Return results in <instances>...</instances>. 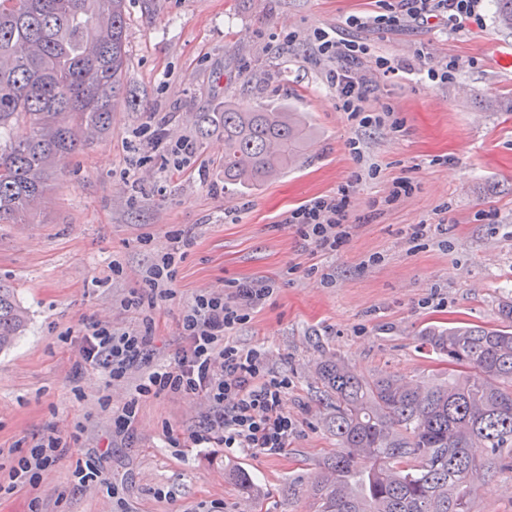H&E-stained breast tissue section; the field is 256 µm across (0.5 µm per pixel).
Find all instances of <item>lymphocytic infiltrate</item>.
<instances>
[{
	"instance_id": "lymphocytic-infiltrate-1",
	"label": "lymphocytic infiltrate",
	"mask_w": 512,
	"mask_h": 512,
	"mask_svg": "<svg viewBox=\"0 0 512 512\" xmlns=\"http://www.w3.org/2000/svg\"><path fill=\"white\" fill-rule=\"evenodd\" d=\"M475 3L476 0H390L384 13L351 16L346 23L352 28L388 30L411 21L434 19L446 30L456 32L474 17ZM316 41L317 54L334 63L326 73V81L348 120L361 127L383 125L392 116V108L370 107L369 87L352 69L354 63L369 54V45L326 31L318 32ZM349 207L350 190L344 186L336 194L312 198L290 210L285 222L307 244L333 251L350 235ZM174 262L172 252L161 254L145 278L144 293L125 301V308L138 315L139 329L118 333L100 322L86 326L84 364L101 367L110 379L119 381L134 363L146 359L155 326L152 312L159 299L172 294ZM270 293L265 284L235 282L228 292L197 295L181 319L187 348L177 352L172 363L156 366L141 380L117 415V427L129 430L141 400L197 394L210 403L212 413L204 430L191 434L193 444L217 439L228 448H251L268 456L281 454L294 432L283 406L288 381L266 375L261 352L240 349L226 339L230 330L243 323L246 309ZM68 451L66 440L48 434L29 452L17 457L9 478L14 483L36 485L39 473L55 466Z\"/></svg>"
}]
</instances>
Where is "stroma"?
I'll return each instance as SVG.
<instances>
[{
    "mask_svg": "<svg viewBox=\"0 0 512 512\" xmlns=\"http://www.w3.org/2000/svg\"><path fill=\"white\" fill-rule=\"evenodd\" d=\"M380 10L378 0H129L126 83L136 107L118 105L112 125L65 159L51 193L22 224H0V284L14 288L25 326L0 351V468L49 429L72 438L71 451L42 472L35 493L0 492V512H315L314 481L335 452L315 365L342 359L358 376L393 374L438 381L445 369L420 332L458 322L496 323L512 300V73L494 54L512 47L494 0L457 33L439 23L392 31L347 27L349 16ZM369 43L359 71L373 107L391 105L402 124L361 128L337 105L314 58L317 31ZM292 43H285V35ZM378 56L411 72L380 75ZM457 60L456 80L433 87L429 63ZM289 100L307 113L319 139L307 162L261 191L224 188V138L199 135L197 115L224 99ZM191 138L195 154H175ZM358 141L355 161L350 141ZM375 178L351 184L354 171ZM412 195L371 207L393 181ZM349 185L351 235L336 252L309 248L283 225L285 214ZM426 224L415 240L410 229ZM189 241L176 268L173 299L155 309L149 359L110 382L88 366L75 371L87 321L118 332L137 321L122 301L140 288L174 232ZM120 271H113V264ZM319 274H310L311 266ZM274 291L230 339L265 355L288 380L284 408L294 422L278 456L209 443L190 446L211 411L201 396L142 402L131 430L113 416L150 364L169 362L185 343L179 318L198 294L231 282ZM99 479L79 483L76 459ZM240 468L261 495L228 478ZM472 512H512V470L485 465Z\"/></svg>",
    "mask_w": 512,
    "mask_h": 512,
    "instance_id": "stroma-1",
    "label": "stroma"
}]
</instances>
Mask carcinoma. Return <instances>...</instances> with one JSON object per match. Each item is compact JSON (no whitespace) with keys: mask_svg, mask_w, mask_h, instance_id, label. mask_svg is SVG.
<instances>
[{"mask_svg":"<svg viewBox=\"0 0 512 512\" xmlns=\"http://www.w3.org/2000/svg\"><path fill=\"white\" fill-rule=\"evenodd\" d=\"M127 0H0V223L37 212L48 177L106 132L125 85ZM23 119L26 132L1 136ZM224 135V186L258 191L306 160L318 134L286 101L226 100L198 115ZM497 325L430 327L423 345L461 372L440 382L355 376L339 358L317 364L336 454L317 476L318 512H472L478 456L512 469V301ZM25 324L0 285V350ZM360 457L365 466L357 469ZM249 496L243 470L229 472Z\"/></svg>","mask_w":512,"mask_h":512,"instance_id":"cac0c4a2","label":"carcinoma"}]
</instances>
